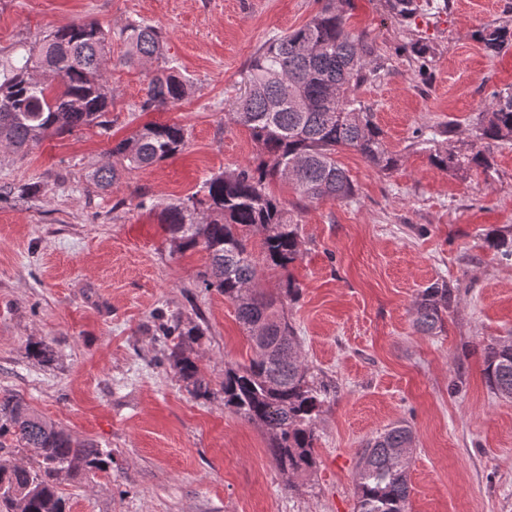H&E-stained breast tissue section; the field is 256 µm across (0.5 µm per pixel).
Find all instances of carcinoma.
<instances>
[{
    "instance_id": "obj_1",
    "label": "carcinoma",
    "mask_w": 512,
    "mask_h": 512,
    "mask_svg": "<svg viewBox=\"0 0 512 512\" xmlns=\"http://www.w3.org/2000/svg\"><path fill=\"white\" fill-rule=\"evenodd\" d=\"M339 2L349 0H324L304 26L270 41L247 70L244 93L234 101L230 116L251 131L265 159L255 167L211 175L203 182V197L193 195L160 212L163 230L177 250L199 247L207 253L200 282L233 303L254 349L248 362L224 368V406L266 430L269 453L290 477L315 464L321 390L308 378L296 330L284 314L285 301L295 300L300 288L290 279L277 293L263 288L250 235L261 236L264 264L286 270L301 254L298 225L270 192L271 182H290L308 200H345L354 196V185L336 161L339 148L354 149L381 171L398 164L374 113L355 95L376 76L375 49L347 29ZM387 4L402 22L417 9L415 0ZM476 39L495 57L512 47V29L484 27ZM109 40V32L94 21L73 23L1 65L0 144L20 151L49 133L91 123L104 126L102 117L112 101L106 78ZM126 40L128 64L163 56V39L153 26L127 27ZM188 93L185 77L159 66L151 73L142 109L175 105ZM477 130L481 146L461 153L448 143L430 153L431 163L446 171L471 165L490 170L489 145L512 141V86L492 93L478 115ZM184 145L179 125L146 124L112 147L119 164H103L90 179L101 189L110 188L121 171L173 158ZM454 302V286L445 280L420 291L414 304L417 331L437 333ZM200 336L199 327L185 326L179 316L165 327L170 367L197 396L208 398L213 389L199 376L189 352ZM484 351L486 383L494 393L512 398V343L491 342ZM413 440L410 426L397 422L365 442L355 474L357 512H407L410 458L399 462L395 453L412 450ZM8 447L35 453L30 463L0 459V512H66L61 479L112 471V451L74 439L18 395L3 390L0 451Z\"/></svg>"
}]
</instances>
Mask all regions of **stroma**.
<instances>
[{
  "label": "stroma",
  "mask_w": 512,
  "mask_h": 512,
  "mask_svg": "<svg viewBox=\"0 0 512 512\" xmlns=\"http://www.w3.org/2000/svg\"><path fill=\"white\" fill-rule=\"evenodd\" d=\"M416 5L405 28L386 0L345 8L382 64L358 95L397 167L380 172L344 148L336 160L352 199L311 202L271 186L299 226L301 255L263 268L262 284H299L287 314L324 389L316 463L291 481L266 431L224 406L225 365L253 354L234 305L201 288L206 252L175 251L158 216L206 177L257 164V144L229 117L242 77L321 0H0V61L81 20L112 35L109 132L87 126L24 153L0 147V390L114 458L110 475L61 484L69 512H356L358 452L398 421L415 434L409 512H512V399L483 374L484 346L512 339V259L491 246L512 237V141L491 145V170L458 173L413 142L432 126L460 148L475 143L491 92L512 84V48L488 56L475 33L512 25V0ZM135 21L160 31L190 82L175 106L142 108L152 66L124 61ZM150 122L181 126L184 151L97 188L91 171ZM442 279L455 303L440 333H418L416 297ZM175 314L204 330L194 357L210 398L166 361L162 325ZM35 342L52 348L51 361L29 355Z\"/></svg>",
  "instance_id": "1"
}]
</instances>
